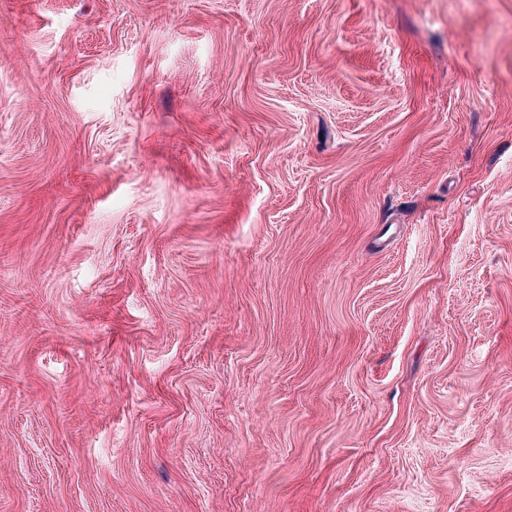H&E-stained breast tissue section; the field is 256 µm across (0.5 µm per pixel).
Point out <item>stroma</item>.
Returning <instances> with one entry per match:
<instances>
[{"label":"stroma","mask_w":512,"mask_h":512,"mask_svg":"<svg viewBox=\"0 0 512 512\" xmlns=\"http://www.w3.org/2000/svg\"><path fill=\"white\" fill-rule=\"evenodd\" d=\"M0 512H512V0H0Z\"/></svg>","instance_id":"obj_1"}]
</instances>
